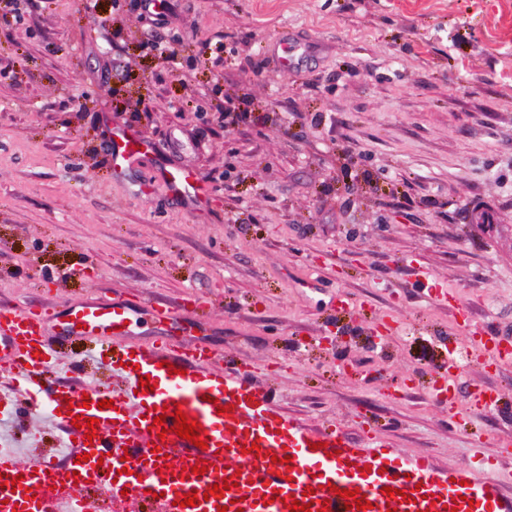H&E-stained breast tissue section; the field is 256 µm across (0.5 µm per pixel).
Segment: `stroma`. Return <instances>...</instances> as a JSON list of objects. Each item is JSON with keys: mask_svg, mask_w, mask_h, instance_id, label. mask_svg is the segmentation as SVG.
Segmentation results:
<instances>
[{"mask_svg": "<svg viewBox=\"0 0 512 512\" xmlns=\"http://www.w3.org/2000/svg\"><path fill=\"white\" fill-rule=\"evenodd\" d=\"M172 2L165 55L139 0H33L20 18L0 2V306L184 308L183 334L249 365L307 430L444 473L479 452L512 498V364L465 356L455 410L430 393L449 340L512 334V0ZM116 124L158 159L114 177ZM160 160L208 205L168 193ZM111 354L74 337L42 378L116 387ZM478 390L496 410L472 407ZM28 401L0 372V450L63 460ZM159 174L165 185L187 206L197 207L209 198L208 186L187 170L173 169L159 163Z\"/></svg>", "mask_w": 512, "mask_h": 512, "instance_id": "1", "label": "stroma"}]
</instances>
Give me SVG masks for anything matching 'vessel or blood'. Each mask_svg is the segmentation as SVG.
<instances>
[{"label":"vessel or blood","instance_id":"b4317fda","mask_svg":"<svg viewBox=\"0 0 512 512\" xmlns=\"http://www.w3.org/2000/svg\"><path fill=\"white\" fill-rule=\"evenodd\" d=\"M115 173L134 168L155 155L152 140L139 131L118 126L107 143ZM165 185L187 206L197 207L210 195L208 186L187 170L160 167ZM147 311L157 321L174 322L176 309L140 302L89 301L53 309L29 307L21 311L0 309V368H19L37 374L50 365L49 327L59 335L78 331L99 336L118 333L137 311ZM467 348L476 356L501 365L512 362V338L473 337ZM216 355L202 342L188 344L178 337L162 346L124 347L118 356L122 384L104 392L94 386L63 385L45 397V408L54 413L65 437L74 441L64 463L36 461L20 465L13 455L0 451V473L17 478L16 487L0 488V512H90L80 485H95L108 502L122 497H143L145 490L159 493L162 512H291V501L311 505L313 512H348L341 490H353L358 500L369 501L371 512H512V499L504 498L494 477L496 464L482 460L484 477L461 468L439 474L427 454L406 458L379 445L359 449L337 429L310 432L270 406V397L250 380L247 370L210 369ZM448 378L434 387V398L454 406L460 392V352L448 344ZM150 376L154 391L140 387L141 376ZM113 407L98 409L104 399ZM90 400L83 408L82 400ZM80 417L98 419L94 439L72 423L67 405ZM179 406L198 420L207 448L173 433V416H166V435L151 425L157 408ZM225 413H218V406ZM291 464H283V457ZM205 463L204 474L191 466ZM235 479L234 488L211 495L222 479ZM338 494H331V487ZM396 495L384 494V487ZM197 493L195 506H181L183 494Z\"/></svg>","mask_w":512,"mask_h":512}]
</instances>
